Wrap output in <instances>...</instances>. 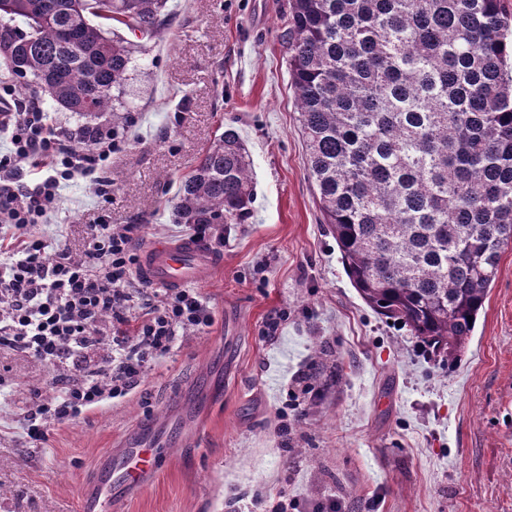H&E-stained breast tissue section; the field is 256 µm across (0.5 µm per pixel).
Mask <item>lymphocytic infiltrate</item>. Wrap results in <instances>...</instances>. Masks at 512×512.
Segmentation results:
<instances>
[{"label":"lymphocytic infiltrate","instance_id":"1","mask_svg":"<svg viewBox=\"0 0 512 512\" xmlns=\"http://www.w3.org/2000/svg\"><path fill=\"white\" fill-rule=\"evenodd\" d=\"M0 349L51 366L49 388L31 390L23 427L32 442L49 424L76 420L107 400L125 398L179 331L204 332L210 306L193 289L137 285L139 224H92L81 253L28 238L46 223L64 185L92 180L111 198L112 182L97 171L126 142L117 129L95 128L76 147V133L55 126L38 101L0 108Z\"/></svg>","mask_w":512,"mask_h":512}]
</instances>
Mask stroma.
Segmentation results:
<instances>
[{"label":"stroma","instance_id":"1","mask_svg":"<svg viewBox=\"0 0 512 512\" xmlns=\"http://www.w3.org/2000/svg\"><path fill=\"white\" fill-rule=\"evenodd\" d=\"M288 0H168L173 18L134 52L112 128L136 138L114 153L112 198L68 188L46 237L82 250L88 225L142 224L143 242L187 238L174 223L180 182L225 128L252 160L255 200L224 234L221 266L194 288L213 311L126 398L51 427L22 428L29 390L50 370L0 355V512H80L81 491L134 434L161 451L156 476L115 512H512V246L456 368L377 315L346 276L308 178L288 72ZM279 328H271V318ZM330 367L310 400L311 344Z\"/></svg>","mask_w":512,"mask_h":512}]
</instances>
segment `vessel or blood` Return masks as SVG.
I'll use <instances>...</instances> for the list:
<instances>
[{
	"instance_id": "obj_1",
	"label": "vessel or blood",
	"mask_w": 512,
	"mask_h": 512,
	"mask_svg": "<svg viewBox=\"0 0 512 512\" xmlns=\"http://www.w3.org/2000/svg\"><path fill=\"white\" fill-rule=\"evenodd\" d=\"M216 265L215 255L200 242L157 239L143 248L139 271L152 285L173 289L209 278ZM158 464L157 450L149 439L131 441L121 448L102 483L117 492L132 489L148 480Z\"/></svg>"
}]
</instances>
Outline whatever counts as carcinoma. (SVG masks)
Segmentation results:
<instances>
[{"instance_id":"carcinoma-1","label":"carcinoma","mask_w":512,"mask_h":512,"mask_svg":"<svg viewBox=\"0 0 512 512\" xmlns=\"http://www.w3.org/2000/svg\"><path fill=\"white\" fill-rule=\"evenodd\" d=\"M0 47L54 108L107 111L167 0H0ZM288 66L308 176L344 271L434 360L461 361L512 245L507 0H288ZM252 160L228 127L181 184L176 224H244Z\"/></svg>"}]
</instances>
